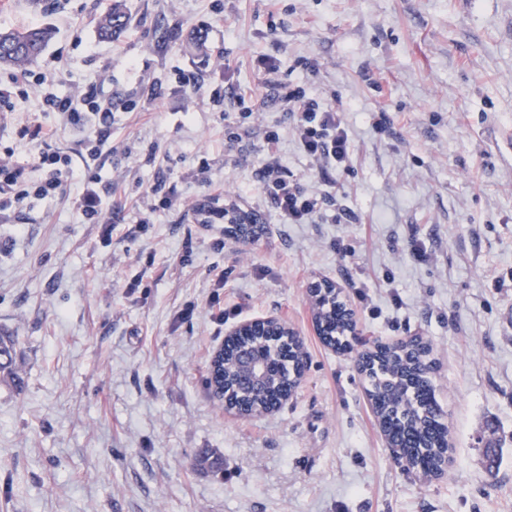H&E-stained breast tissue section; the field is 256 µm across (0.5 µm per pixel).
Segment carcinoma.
Returning a JSON list of instances; mask_svg holds the SVG:
<instances>
[{
    "mask_svg": "<svg viewBox=\"0 0 512 512\" xmlns=\"http://www.w3.org/2000/svg\"><path fill=\"white\" fill-rule=\"evenodd\" d=\"M129 24V18L118 4L110 5L98 21L97 32L103 39H111ZM53 36L49 26H27L0 30V67L22 68L36 61ZM327 310L319 320L322 340L336 346L346 323L338 303ZM264 340L262 336H240L224 348V361L220 365L223 379L208 380L210 392L217 388L237 387L233 397L247 409L277 401L284 391L283 384H270L263 393H253L238 381L235 363L240 351L253 348ZM427 344L407 350L402 347L380 345L359 358V367L367 372L371 382L369 398L377 417L382 419L388 436L394 440L405 436L412 441L407 460H398L405 469L430 472L436 468L444 446L447 428L442 421L438 405L431 403L426 388L427 376L434 367L429 359Z\"/></svg>",
    "mask_w": 512,
    "mask_h": 512,
    "instance_id": "cac0c4a2",
    "label": "carcinoma"
}]
</instances>
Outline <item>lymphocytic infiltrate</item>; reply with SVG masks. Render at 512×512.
Masks as SVG:
<instances>
[{"label": "lymphocytic infiltrate", "instance_id": "f902f5d3", "mask_svg": "<svg viewBox=\"0 0 512 512\" xmlns=\"http://www.w3.org/2000/svg\"><path fill=\"white\" fill-rule=\"evenodd\" d=\"M258 65L265 74V88L274 92L282 110L289 113L298 149L308 158L322 184L320 190L311 192L293 179L280 152L278 132L266 127L258 133L257 182L261 192L270 199L281 223L339 222L340 214L325 212L323 205L333 198L336 174L352 170L353 154L344 114L325 98L282 82L279 69L272 61L262 59ZM41 109L63 115L67 125L83 132V163L75 165L70 154L56 147L57 127L40 123L17 127V139L31 146L32 153L23 163L0 159V220L8 218L30 199L56 196L63 183L71 180L80 188L85 217L101 225L104 239H111L112 225L103 217L107 200L97 190L98 176L91 172L101 157L112 153L111 107L102 104L98 84L90 80L71 96L44 94Z\"/></svg>", "mask_w": 512, "mask_h": 512}]
</instances>
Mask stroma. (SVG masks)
Wrapping results in <instances>:
<instances>
[{
    "mask_svg": "<svg viewBox=\"0 0 512 512\" xmlns=\"http://www.w3.org/2000/svg\"><path fill=\"white\" fill-rule=\"evenodd\" d=\"M122 2L131 22L112 41L95 25L111 0L0 4L2 30L54 29L31 68L52 66L57 94L95 79L111 101L98 174L121 206L107 242L70 184L0 223V336L15 344L0 373V512H512V0ZM260 57L344 112L354 167L336 197L353 221L283 224L258 192L249 123L209 92L258 86ZM181 69L199 88L176 82ZM40 96L14 97L0 153L29 159L23 122L59 126L57 146L78 153L82 132ZM256 110L315 189L288 114L270 100ZM203 157L264 224L258 243L214 249L190 209L210 195ZM156 184L182 206L148 213ZM317 279L357 314L350 351L316 333ZM266 317L303 338V380L272 414L228 415L208 390L211 356L227 327ZM411 335L432 346L451 431L452 462L433 480L398 466L356 366L365 340ZM205 451L221 470L195 467Z\"/></svg>",
    "mask_w": 512,
    "mask_h": 512,
    "instance_id": "35a3bbf8",
    "label": "stroma"
}]
</instances>
